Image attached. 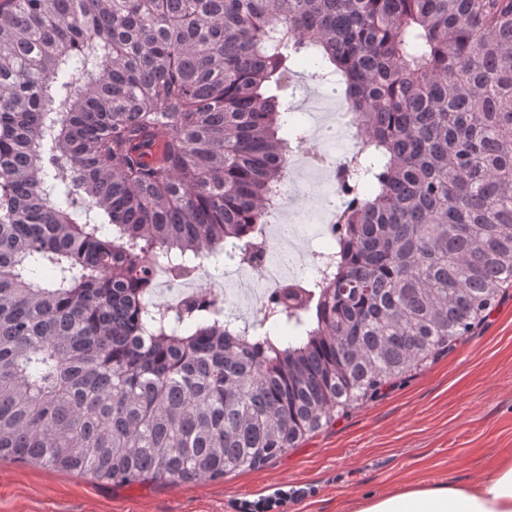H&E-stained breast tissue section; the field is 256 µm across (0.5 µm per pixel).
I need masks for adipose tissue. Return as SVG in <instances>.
Masks as SVG:
<instances>
[{
	"label": "adipose tissue",
	"mask_w": 512,
	"mask_h": 512,
	"mask_svg": "<svg viewBox=\"0 0 512 512\" xmlns=\"http://www.w3.org/2000/svg\"><path fill=\"white\" fill-rule=\"evenodd\" d=\"M353 512H512V457L468 486H417L359 501Z\"/></svg>",
	"instance_id": "1"
}]
</instances>
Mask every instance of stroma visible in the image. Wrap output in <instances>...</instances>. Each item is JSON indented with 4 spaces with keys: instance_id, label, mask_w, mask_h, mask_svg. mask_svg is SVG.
Instances as JSON below:
<instances>
[{
    "instance_id": "stroma-1",
    "label": "stroma",
    "mask_w": 512,
    "mask_h": 512,
    "mask_svg": "<svg viewBox=\"0 0 512 512\" xmlns=\"http://www.w3.org/2000/svg\"><path fill=\"white\" fill-rule=\"evenodd\" d=\"M512 456V289L472 336L265 466L116 485L0 460V512H342L417 483L469 485Z\"/></svg>"
}]
</instances>
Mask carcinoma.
Returning a JSON list of instances; mask_svg holds the SVG:
<instances>
[{
  "mask_svg": "<svg viewBox=\"0 0 512 512\" xmlns=\"http://www.w3.org/2000/svg\"><path fill=\"white\" fill-rule=\"evenodd\" d=\"M306 59L365 135L336 258L240 327L146 300L253 262ZM512 286V0H4L0 459L112 484L255 469Z\"/></svg>",
  "mask_w": 512,
  "mask_h": 512,
  "instance_id": "cac0c4a2",
  "label": "carcinoma"
}]
</instances>
